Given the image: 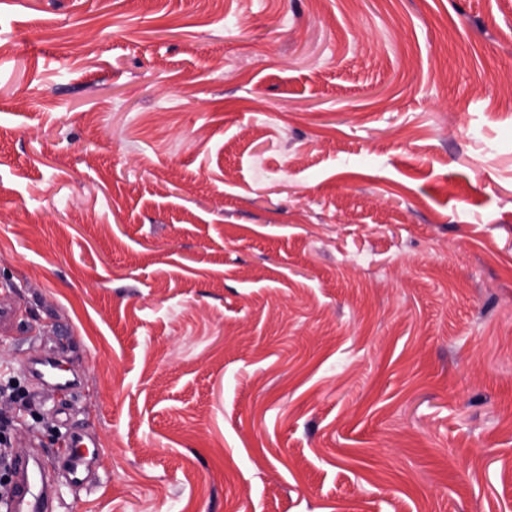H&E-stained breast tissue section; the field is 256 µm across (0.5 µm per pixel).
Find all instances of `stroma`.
I'll list each match as a JSON object with an SVG mask.
<instances>
[{
	"instance_id": "obj_1",
	"label": "stroma",
	"mask_w": 512,
	"mask_h": 512,
	"mask_svg": "<svg viewBox=\"0 0 512 512\" xmlns=\"http://www.w3.org/2000/svg\"><path fill=\"white\" fill-rule=\"evenodd\" d=\"M0 306L55 512H512V0H0ZM25 368L38 384H46L56 389L74 390L79 382L66 374L56 358L43 356L36 360H28ZM89 448L85 437L76 432L67 436V447L61 459V469L65 479L75 486H84L87 482L90 462L93 454L85 452Z\"/></svg>"
}]
</instances>
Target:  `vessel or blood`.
Returning a JSON list of instances; mask_svg holds the SVG:
<instances>
[{"mask_svg": "<svg viewBox=\"0 0 512 512\" xmlns=\"http://www.w3.org/2000/svg\"><path fill=\"white\" fill-rule=\"evenodd\" d=\"M25 367L36 383L57 389H75L77 380L66 374L56 358L44 356L27 361ZM82 434L73 432L67 437V447L61 459L65 479L75 486L85 485L92 460ZM12 488L6 501V512H50L55 493V478L39 456L14 460Z\"/></svg>", "mask_w": 512, "mask_h": 512, "instance_id": "1", "label": "vessel or blood"}]
</instances>
